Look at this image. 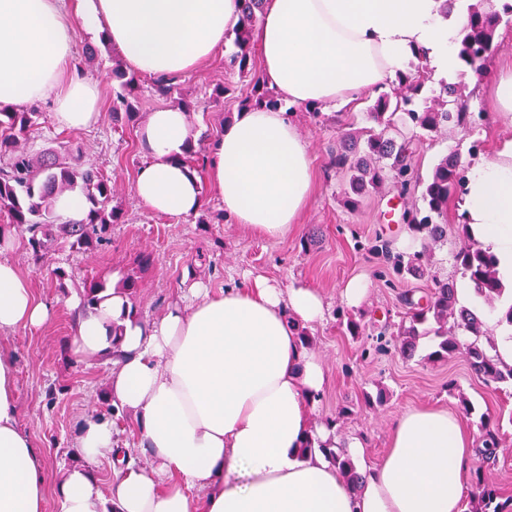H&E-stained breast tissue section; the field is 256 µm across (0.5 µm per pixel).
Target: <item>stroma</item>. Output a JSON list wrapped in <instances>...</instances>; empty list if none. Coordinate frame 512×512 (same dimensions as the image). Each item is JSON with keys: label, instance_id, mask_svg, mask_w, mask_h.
<instances>
[{"label": "stroma", "instance_id": "obj_1", "mask_svg": "<svg viewBox=\"0 0 512 512\" xmlns=\"http://www.w3.org/2000/svg\"><path fill=\"white\" fill-rule=\"evenodd\" d=\"M233 45L200 65L175 76L172 91L157 92L154 78L140 75L134 102L137 121L113 119L112 106L119 89L112 69L119 56L110 44L77 32L70 68L79 76L102 83L104 87L99 121L83 130L59 129L51 100L21 104L24 112L36 115V124L23 142L32 157L52 150H67L72 165L98 170L112 182L113 202L124 212L123 223L113 225L108 244L84 253L70 248L67 241L54 240L41 254H33L23 233H16L13 247L0 250L26 279L35 295L50 305L49 322L37 330L17 329L0 334V345L9 348L16 361L19 425L42 452L52 480L80 458L78 430L88 415L112 420L117 439L133 449L140 461H148L134 418L129 411L102 403L99 395L108 388L111 365L99 359L73 354L70 340L75 317L68 302L81 295L85 281L104 282L111 277L136 275L139 280L133 301L135 314L143 319L160 318L166 309L181 301L186 282L198 280L219 291L228 285L244 284L246 277L263 275L285 287L315 289L325 300V317L309 327L312 347L327 373V385L314 404L315 424L334 421L340 441L360 438L364 453L357 468L381 461L387 452L391 424L403 411L418 405L439 406L460 412L461 401H469L476 414L466 420L474 447H481L484 432L479 414L499 422L500 450L494 464H484L474 454L471 470L512 497V385L488 384L470 369L466 359L454 356L432 363L426 356L433 349L431 339L423 338L413 358H404L392 334H381L384 323H399L404 313L402 294L412 298L426 295L434 279L461 282L452 260L461 243L457 197L448 201V235L425 251L424 278H399L383 258L373 255L369 246L375 238L389 241L393 251L422 250L419 233L403 223L389 224L384 213L399 197L391 186L358 197L347 206L346 178L330 163L332 151L344 133L365 127L364 114L374 99L365 93L356 103L324 108L325 122L316 123L304 107L292 109L291 119L309 145L313 159V194L295 229L280 241L266 240L223 220L224 207L216 197L207 169H200L204 204L196 215L168 218L152 213L136 196V173L144 161L138 133L152 112L178 107L187 102L189 135L210 146L224 131L225 118L235 116L238 102L248 91L245 81L227 76L224 60ZM460 89L472 110L489 112L486 125L474 129L448 126L438 134L425 136L417 144L415 168L428 176L444 155L457 153L463 165L474 157L492 158L500 142L512 138V113L495 112L490 104V87L483 78L460 68L448 76ZM229 85L230 92L216 97L215 89ZM479 152H472V145ZM318 233L316 244H308L310 233ZM150 263L139 267V255ZM207 263H200V256ZM65 272L57 281L53 271ZM353 278L366 282L368 295L355 309H347L341 290ZM362 317L367 326L360 337L350 336L339 324L342 310Z\"/></svg>", "mask_w": 512, "mask_h": 512}]
</instances>
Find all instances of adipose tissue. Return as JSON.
Returning a JSON list of instances; mask_svg holds the SVG:
<instances>
[{
  "instance_id": "obj_1",
  "label": "adipose tissue",
  "mask_w": 512,
  "mask_h": 512,
  "mask_svg": "<svg viewBox=\"0 0 512 512\" xmlns=\"http://www.w3.org/2000/svg\"><path fill=\"white\" fill-rule=\"evenodd\" d=\"M443 0H265L256 27L268 86L295 105L349 102L379 91L424 54L434 78L459 66L467 12ZM238 0H0V108L53 99L60 127L100 117L101 87L69 73L77 29L103 35L136 72L195 69L227 43ZM186 115L153 112L139 133L145 161L134 188L152 212L197 213L200 179L183 164ZM209 179L224 214L268 240L287 237L312 192V161L281 109L241 110L211 146ZM460 214L512 285V139L470 165ZM186 304L157 320L132 313L107 287L83 308L73 299L76 355L112 363L109 397L132 412L149 465L124 456L111 421L79 427L82 461L57 487L59 512H464L473 439L461 418L438 407L404 411L387 454L350 486L338 466L306 442L336 447L312 410L327 382L297 325L324 317L313 289L281 288L258 276L214 292L191 282ZM50 318L15 265L0 260V333ZM16 363L0 349V512H45L44 459L18 426ZM119 460L108 487L95 475Z\"/></svg>"
}]
</instances>
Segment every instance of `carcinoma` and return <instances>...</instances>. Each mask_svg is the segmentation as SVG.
<instances>
[{
    "label": "carcinoma",
    "instance_id": "1",
    "mask_svg": "<svg viewBox=\"0 0 512 512\" xmlns=\"http://www.w3.org/2000/svg\"><path fill=\"white\" fill-rule=\"evenodd\" d=\"M241 18L234 31L235 51L228 69L231 74L250 78L251 95L242 106L281 105L257 74L254 63L253 31L258 20L257 12L263 0H238ZM512 23V0H503L501 10L485 11L477 5L468 8L467 20L462 28L459 59L478 73L479 64L486 60L496 47L495 34L501 24ZM112 77L120 81L114 110L125 111L128 120L137 117L132 103L136 97L137 79L115 69ZM430 75L423 59L393 81L392 91L382 92L375 99L366 121L371 126L359 134L346 136L331 164L347 177L345 202L356 204V197L377 190L390 183L403 196L419 194L418 204L404 211L403 222L422 234L424 244L439 242L448 231V200L461 187L464 169L455 153L443 156L424 179L414 169V144L425 135L441 131L448 123L471 128L484 120L483 113H474L451 83L442 85L433 100L422 96ZM6 120H1V117ZM34 112H0V215L6 222L0 224V237L7 232L20 230L27 235L28 245L34 254H40L58 236L67 240L71 248L91 250L110 240L112 225L122 223L123 213L112 205V184L98 171L79 170L71 166L68 158L60 154H47L36 160L19 147L35 124ZM85 191L87 206L83 217L64 221L55 211L59 196ZM463 243L454 253L455 267L462 277L484 298L490 310L504 293V285L497 276L495 259L474 241L461 225ZM372 251L391 262L394 269L414 274L423 271L425 252L404 255L392 251L386 241H378ZM406 311L398 324L396 336L400 352L408 359L415 355L418 341L424 336L433 337L435 344L425 360L441 362L457 354L466 357L476 376L486 382L512 383V366L505 365L498 355L490 354L482 338L484 320L473 310L461 305L456 284L438 281L431 289L425 303L403 296ZM485 430L481 455L495 459L499 447L497 429L490 427L489 419L480 417ZM328 460L340 468L352 486L362 480L351 458L342 450L320 448ZM498 490L476 473V480L468 499L467 512H506L504 504L497 502Z\"/></svg>",
    "mask_w": 512,
    "mask_h": 512
}]
</instances>
